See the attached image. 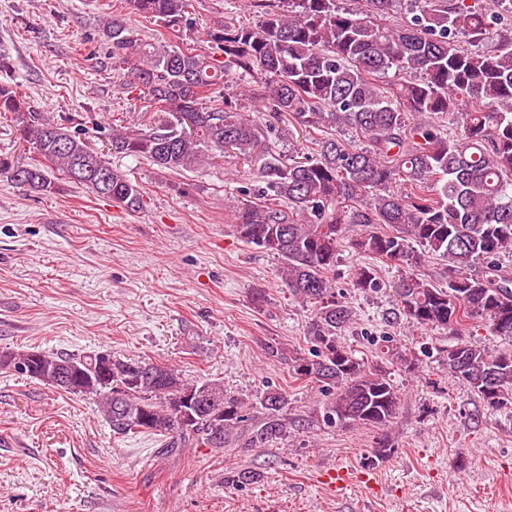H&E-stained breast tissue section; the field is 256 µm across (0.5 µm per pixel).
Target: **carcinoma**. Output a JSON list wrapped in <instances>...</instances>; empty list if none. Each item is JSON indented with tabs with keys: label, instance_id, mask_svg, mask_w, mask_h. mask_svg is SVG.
<instances>
[{
	"label": "carcinoma",
	"instance_id": "cac0c4a2",
	"mask_svg": "<svg viewBox=\"0 0 512 512\" xmlns=\"http://www.w3.org/2000/svg\"><path fill=\"white\" fill-rule=\"evenodd\" d=\"M262 20L226 24L210 37L224 64L195 46L144 43L126 21L112 17L103 36L115 66H128V85L142 88L149 121L143 129H114L112 151L143 157L162 170L198 169L222 154L225 142L243 155L265 184L257 200L240 203L236 234L283 261L291 294L311 306L308 352L289 358L293 377L320 386L324 421L384 427L395 418L399 395L389 373L372 372L339 336L354 311L336 295L332 273L347 244L359 254L411 267L419 255L410 243L448 263L438 287L414 272L389 285L388 318L457 332L482 322L512 341V0H255ZM134 13L165 28L187 22V0H125ZM268 93L273 111L299 126L345 128L364 141L340 136L314 142L315 153L288 161L279 143L292 138L250 112H239L217 93L229 76ZM0 112L22 126V137L44 159L17 180L34 190L51 188L56 169L73 182L134 210L141 187L112 168L76 134L54 139L60 124L27 106L0 84ZM194 112L192 138L180 133L179 114ZM399 183L402 191L391 190ZM354 226L362 227L351 234ZM352 288L380 292L377 269L354 270ZM384 355L411 363L389 336ZM448 375L474 391L491 410L512 406V351L493 354L459 339L439 349ZM0 371L26 375L69 394L97 399L113 436L143 433L162 448L208 447L248 451L288 439V398L268 386L253 406L224 394L216 379L190 380L168 366L112 357L97 366L92 354L42 353L28 362L0 354Z\"/></svg>",
	"mask_w": 512,
	"mask_h": 512
}]
</instances>
